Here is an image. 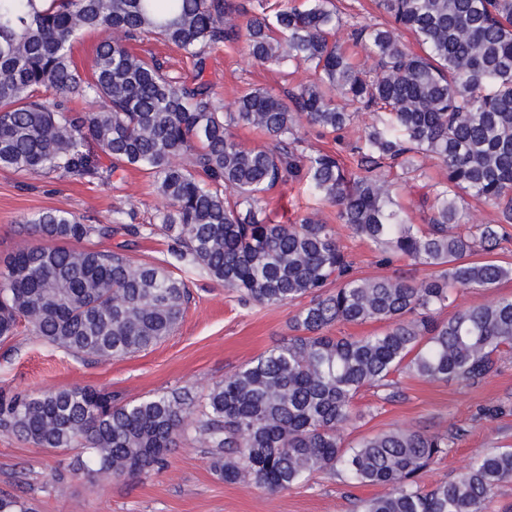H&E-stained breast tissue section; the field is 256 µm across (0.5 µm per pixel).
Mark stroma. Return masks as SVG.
I'll list each match as a JSON object with an SVG mask.
<instances>
[{"instance_id":"obj_1","label":"stroma","mask_w":512,"mask_h":512,"mask_svg":"<svg viewBox=\"0 0 512 512\" xmlns=\"http://www.w3.org/2000/svg\"><path fill=\"white\" fill-rule=\"evenodd\" d=\"M207 74L227 104L245 87L281 92L315 78L309 70L291 75L255 62L242 41L214 50L207 59ZM162 204L149 178L135 170L103 182L0 168V257L23 240V217L46 208L73 212L88 224L111 223L114 210L121 208L145 223ZM268 210L280 223L311 215L335 225L359 276L406 272L421 279L431 274L430 268L404 260L383 261L337 223L334 207L298 187H277ZM189 280L191 299L176 331L132 356L111 361L75 356L27 331L0 342V391L38 393L79 385L131 399L185 388L199 399L213 383L290 336L296 306L247 307L237 293L203 271H194ZM398 391L391 400L380 390L362 391L354 403L361 418L343 430L345 443L393 428L457 434L447 456L421 473L419 482L428 488L457 478L475 455L512 448V357L478 384L429 382L406 374L399 379ZM75 455L72 449L52 451L0 433V494L21 497L35 512H358L361 501L383 492L379 486H350L328 472L278 492L227 483L214 473L201 438L192 432L173 448L164 467L137 476L80 474L56 481V474L68 470Z\"/></svg>"}]
</instances>
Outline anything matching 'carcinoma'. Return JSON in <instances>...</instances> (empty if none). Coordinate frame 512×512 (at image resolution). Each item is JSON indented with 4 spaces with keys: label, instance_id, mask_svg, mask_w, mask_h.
<instances>
[{
    "label": "carcinoma",
    "instance_id": "carcinoma-1",
    "mask_svg": "<svg viewBox=\"0 0 512 512\" xmlns=\"http://www.w3.org/2000/svg\"><path fill=\"white\" fill-rule=\"evenodd\" d=\"M299 8L258 0L240 26L228 0H0V167L109 179L137 169L166 206L155 223L110 224L44 209L23 243L0 262V340L24 327L73 354L107 361L145 351L171 335L190 298L183 274L204 271L257 306L307 298L294 335L214 384L195 407L186 390L125 400L72 386L0 392V432L41 448L81 449L70 473L140 475L161 464L192 429L228 483L285 490L320 471L355 486L379 485L360 512H483L512 479V450L479 454L454 480L432 489L420 473L448 455L457 435L390 429L344 444L365 388L398 396L395 376L478 383L512 355V296L456 310L457 292L512 279V264L489 258L512 225V0H376L387 24L350 26L353 45L374 59L353 64L336 40L344 21L334 0ZM85 32L102 36L90 68L74 59ZM410 33L422 53L403 42ZM142 33L194 60L191 80L171 76L129 42ZM244 39L269 65L311 67L315 81L283 94L248 87L224 110L206 78L216 47ZM55 92L47 102L42 90ZM91 99L95 112L71 103ZM360 112L373 119L355 147L359 173L310 144L311 131L339 138ZM261 130L271 147L248 148L233 132ZM94 144L93 158L82 151ZM446 171L424 184V223L396 208V171L425 176L426 160ZM302 184L336 207V218L385 258L436 273L359 277L333 227L313 216L293 224L267 214V194ZM492 207L477 224L467 199ZM126 239L111 249H76L91 237ZM161 233L169 259L132 261L139 238ZM380 322L369 336H330L335 324ZM0 512H30L0 495Z\"/></svg>",
    "mask_w": 512,
    "mask_h": 512
}]
</instances>
